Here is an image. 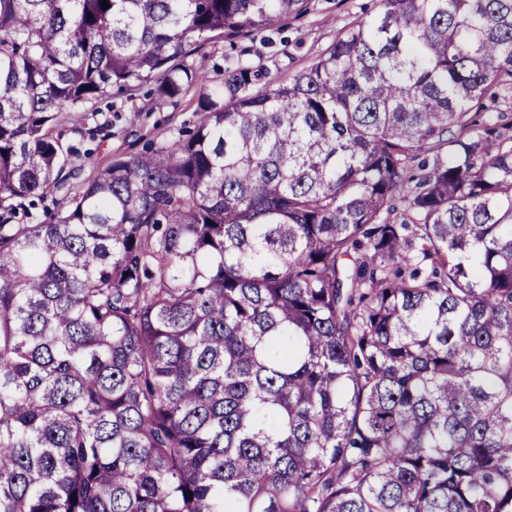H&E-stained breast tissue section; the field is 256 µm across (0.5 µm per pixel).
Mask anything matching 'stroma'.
Returning a JSON list of instances; mask_svg holds the SVG:
<instances>
[{"mask_svg":"<svg viewBox=\"0 0 512 512\" xmlns=\"http://www.w3.org/2000/svg\"><path fill=\"white\" fill-rule=\"evenodd\" d=\"M378 6V0H312L310 11L301 18L284 19L280 29L250 40V59L267 76L294 75L334 40L339 28ZM200 93V87H192L158 108L148 88H141L133 99L112 90L88 103L85 111L61 113L56 130L71 151L80 182L92 180L113 156L135 155L147 143L168 142L194 129L201 117Z\"/></svg>","mask_w":512,"mask_h":512,"instance_id":"obj_1","label":"stroma"}]
</instances>
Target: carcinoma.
<instances>
[{"label": "carcinoma", "mask_w": 512, "mask_h": 512, "mask_svg": "<svg viewBox=\"0 0 512 512\" xmlns=\"http://www.w3.org/2000/svg\"><path fill=\"white\" fill-rule=\"evenodd\" d=\"M0 0V512H512V0ZM72 179L61 112L208 76ZM30 219L15 223L17 210ZM378 0H312L310 11L299 19L285 18L279 30L252 40V63L267 77L288 78L326 48L339 28L378 9ZM229 50V44L221 41L206 45L194 57L196 65L209 77L210 82L206 85V90H212L216 83H220L224 70V53Z\"/></svg>", "instance_id": "cac0c4a2"}]
</instances>
